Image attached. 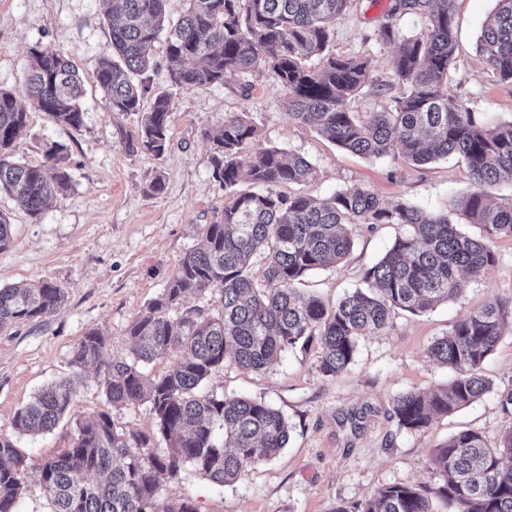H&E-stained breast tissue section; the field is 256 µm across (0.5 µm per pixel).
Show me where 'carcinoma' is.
Masks as SVG:
<instances>
[{
  "label": "carcinoma",
  "mask_w": 512,
  "mask_h": 512,
  "mask_svg": "<svg viewBox=\"0 0 512 512\" xmlns=\"http://www.w3.org/2000/svg\"><path fill=\"white\" fill-rule=\"evenodd\" d=\"M166 2L112 0V52L99 59L95 79L111 112L142 113L129 151L160 156L167 149L172 96L159 93L144 107L150 87L143 78L164 32L176 87L224 85L264 63L288 89L289 119L353 154L417 165L461 157L472 190L454 211L483 234L462 233L443 211L406 201L388 206L361 187L341 189L323 203L302 193L276 194L270 188L307 184L312 164L298 154L287 158L279 148L244 157L256 127L244 116L224 119L212 138V176L232 201L204 225L200 246L185 254L160 298L129 325L131 356L99 371L106 409L76 420L72 446L43 462L51 512H198L189 497H162L164 483L188 467L218 485L233 483L275 457L290 438L288 421L267 402L201 391L212 374L227 362L262 370L282 352L317 342L322 373L335 376L352 363L358 337L386 331L400 310L424 314L459 298L466 290L463 273L493 267L495 240L512 238V200L488 202V189L505 174L512 178V121H490L468 100L450 105L443 93L456 60L455 0H390L378 36L399 45L393 68L402 91L391 96L392 85H377L389 102L365 115L349 111L348 102L368 83V61L330 51L336 23L354 0H185L184 13L168 28ZM496 2L478 48L493 76L512 83V0ZM406 15L426 19V32L408 35L398 28L396 20ZM30 55L23 94L0 90V193L38 219L48 200L71 185L69 151L50 143L40 167L15 157V140L28 121L26 102L56 124L78 129L84 89L63 54L34 47ZM245 182L264 191L246 190ZM380 224L410 231L368 269L366 289L330 304L297 288L308 273L350 255L354 227ZM257 262L264 265L260 281L252 275ZM208 290L220 294L214 311L170 315L186 295ZM64 298L50 280L0 285V329L50 316ZM508 326L512 302L492 298L435 339L428 355L454 377L440 390L397 396V428L423 429L433 416L452 414L490 392L483 363ZM104 348V336L89 329L73 348V363L100 365ZM174 354L179 360L167 373L152 378L144 372V365ZM73 397L69 380L51 383L16 411V432L52 430L70 415ZM142 400L151 403L157 433L170 442L166 455L153 452L150 436L113 424L109 409ZM435 461L436 487H383L357 512H436L438 502L448 512H512V427L494 447L476 431L457 432L437 446ZM25 467L14 441L0 435V512H20Z\"/></svg>",
  "instance_id": "obj_1"
}]
</instances>
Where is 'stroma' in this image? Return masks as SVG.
Instances as JSON below:
<instances>
[{
	"label": "stroma",
	"instance_id": "obj_1",
	"mask_svg": "<svg viewBox=\"0 0 512 512\" xmlns=\"http://www.w3.org/2000/svg\"><path fill=\"white\" fill-rule=\"evenodd\" d=\"M389 0H356L335 27L331 50L370 62L369 83L349 102L351 111L378 112L384 100L379 83H395V45L377 35ZM496 0H455L458 59L448 75L449 102L468 100L495 121L512 119V84L497 83L477 49V40ZM101 0H0V88L21 92L29 50L59 51L75 63L84 80L80 129L60 126L30 109L16 140L17 157L43 165L48 143L67 146L73 176L69 189L55 196L40 219L0 195V212L12 224L11 242L0 251V285L56 282L65 293L61 307L43 319L0 331V434L13 438L25 455L21 512H50L40 467L48 456L71 447L74 421L105 409L95 368L72 365L74 345L91 328L106 339L105 360L130 355L129 324L158 298L183 256L193 249L204 225L212 223L227 197L212 177L211 135L224 118L243 115L257 128L262 147L305 157L314 177L304 194L319 200L360 186L392 205L408 201L430 210L452 209L472 181L461 158L426 165L347 152L313 127L289 119V95L264 65L244 83L172 89L164 49H156L149 70L152 92L172 91L169 145L162 156L129 152L141 115L111 113L95 83L97 63L110 51ZM163 177L165 188L152 193ZM405 227L381 224L354 228L355 245L344 262L309 274L302 287L329 303L364 287L366 271L390 249ZM499 260L467 276L462 297L414 315L399 312L390 329L358 339L356 356L336 377L321 372L319 344L282 353L261 371L228 363L207 382L216 395L258 398L287 419L290 440L270 462L223 486L192 470L165 484L169 498H192L199 512H336L365 501L391 485L435 486V448L464 429L497 445L512 427L499 391L512 389V331H505L483 371L491 393L450 416L434 417L418 431L397 429L393 400L410 391H433L448 384L452 371L429 358L427 350L470 311L490 297L512 300V239L496 242ZM67 377L75 396L71 421L48 433L19 435L15 412L45 386ZM118 429L153 435L156 453L168 451L155 434L150 403L109 410Z\"/></svg>",
	"mask_w": 512,
	"mask_h": 512
}]
</instances>
